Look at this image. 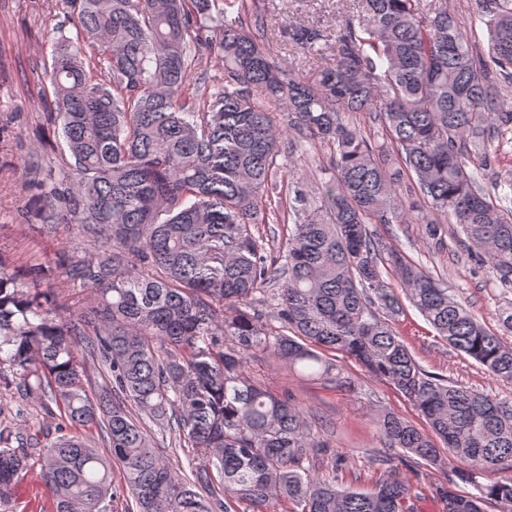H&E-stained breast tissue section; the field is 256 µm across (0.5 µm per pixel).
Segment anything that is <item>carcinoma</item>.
Returning a JSON list of instances; mask_svg holds the SVG:
<instances>
[{"label": "carcinoma", "mask_w": 512, "mask_h": 512, "mask_svg": "<svg viewBox=\"0 0 512 512\" xmlns=\"http://www.w3.org/2000/svg\"><path fill=\"white\" fill-rule=\"evenodd\" d=\"M76 11V37L55 44L48 67L50 123L74 163L58 172L31 162L22 178L42 188L47 233L78 228L94 249L58 254L56 267L90 291L85 315L64 314L39 290L44 268L19 276L0 260V366L26 394L55 403L64 427L96 429L101 445L64 434L30 446L55 512H106L111 466L123 469L137 512H416L394 458L368 489L310 472L348 464L311 432L306 411L254 383L248 359L268 352L300 375L342 381L319 348L360 363L413 404L448 450L399 414L376 424L387 447L448 465L473 492L432 488L442 512H512V403L423 369L393 326L404 292L438 337L512 382V301L503 334L487 331L448 284L369 225H423L426 240L451 231L474 267L488 260L512 288V181L490 182L500 146L512 142V0H481L487 47L465 33L460 4L358 0L336 34V63L312 83L275 60L263 20L256 37L224 21L218 0H60ZM221 30L211 41L209 31ZM317 25L288 32L307 48ZM219 51L224 85L190 83L194 50ZM103 77L92 75L96 68ZM287 112L280 126L271 112ZM369 112L378 141L347 115ZM297 135L332 151L320 206L294 190L295 217L283 261L267 262L252 226L259 196L277 189L282 139ZM417 202L404 205L405 197ZM397 274L386 281L382 267ZM280 289L276 318L294 335L268 331L253 308L267 283ZM108 369L96 397L84 380ZM203 452L208 467L180 476L155 452L139 420ZM0 507L16 495L26 457L1 447ZM308 466H303V463Z\"/></svg>", "instance_id": "carcinoma-1"}]
</instances>
